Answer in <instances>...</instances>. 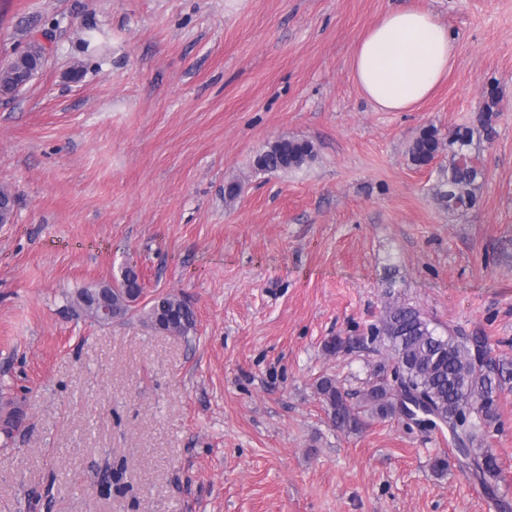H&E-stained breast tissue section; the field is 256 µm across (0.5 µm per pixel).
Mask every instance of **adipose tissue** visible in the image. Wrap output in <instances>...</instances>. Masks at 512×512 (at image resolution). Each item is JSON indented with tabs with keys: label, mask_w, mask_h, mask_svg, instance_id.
Listing matches in <instances>:
<instances>
[{
	"label": "adipose tissue",
	"mask_w": 512,
	"mask_h": 512,
	"mask_svg": "<svg viewBox=\"0 0 512 512\" xmlns=\"http://www.w3.org/2000/svg\"><path fill=\"white\" fill-rule=\"evenodd\" d=\"M454 65L447 26L412 5L386 14L360 40L352 64L355 82L384 112H405L428 98Z\"/></svg>",
	"instance_id": "adipose-tissue-1"
}]
</instances>
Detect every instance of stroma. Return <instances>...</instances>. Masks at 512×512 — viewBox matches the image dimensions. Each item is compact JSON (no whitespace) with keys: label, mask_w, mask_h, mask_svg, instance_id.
Masks as SVG:
<instances>
[{"label":"stroma","mask_w":512,"mask_h":512,"mask_svg":"<svg viewBox=\"0 0 512 512\" xmlns=\"http://www.w3.org/2000/svg\"><path fill=\"white\" fill-rule=\"evenodd\" d=\"M407 4L447 25L456 62L382 112L351 65ZM34 40L44 66L0 94V392L25 415L0 512H512V383L481 440L492 496L447 430L366 415L349 432L315 388L363 389L392 304L512 360V0H0V65ZM460 127L482 175L452 211L448 152L417 167L409 148ZM281 138L314 159L256 170ZM129 264L140 304L184 298L194 331L68 306ZM114 467L122 489L100 495Z\"/></svg>","instance_id":"stroma-1"}]
</instances>
